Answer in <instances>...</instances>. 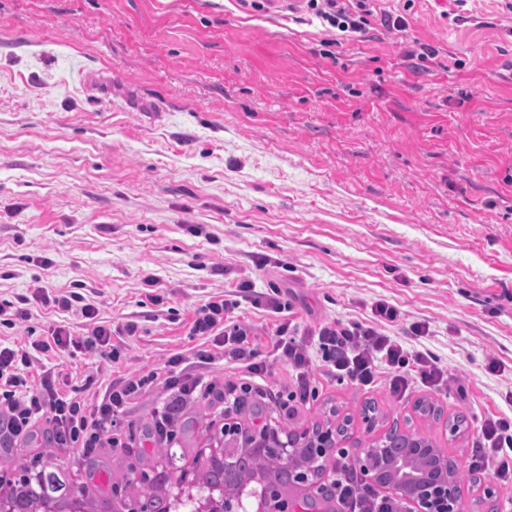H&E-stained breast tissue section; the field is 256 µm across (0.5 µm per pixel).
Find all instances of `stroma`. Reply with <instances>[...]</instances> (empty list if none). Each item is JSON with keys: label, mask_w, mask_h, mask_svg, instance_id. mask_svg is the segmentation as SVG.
Here are the masks:
<instances>
[{"label": "stroma", "mask_w": 512, "mask_h": 512, "mask_svg": "<svg viewBox=\"0 0 512 512\" xmlns=\"http://www.w3.org/2000/svg\"><path fill=\"white\" fill-rule=\"evenodd\" d=\"M505 2L371 0L370 25L331 61L320 19L242 0H0V301L31 312L0 325V344H30L61 322L86 334L75 312L36 303L43 289L83 295L112 326L135 322V335L115 339L116 363L35 352L31 381L53 369L93 404L119 378L212 348L190 323L240 280L279 286L302 330L368 322L385 300L401 314L388 334L430 352L466 395L416 385L398 396L384 382L323 376L294 418L253 398L238 422L299 434L347 416L340 446L353 459L392 427L416 432L462 469L467 512H484L488 490L497 512H512V484L465 472L480 423L512 417ZM385 13L406 30L385 28ZM418 43L436 57H410ZM416 322L427 335L410 333ZM421 401L435 414L416 411ZM223 423L220 404L197 401L170 454L111 449L91 476L80 450L42 434L0 453V476L34 459L111 512L114 485L191 469Z\"/></svg>", "instance_id": "1"}]
</instances>
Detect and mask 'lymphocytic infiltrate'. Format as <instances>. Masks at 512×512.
Wrapping results in <instances>:
<instances>
[{"label": "lymphocytic infiltrate", "instance_id": "obj_1", "mask_svg": "<svg viewBox=\"0 0 512 512\" xmlns=\"http://www.w3.org/2000/svg\"><path fill=\"white\" fill-rule=\"evenodd\" d=\"M307 7L343 37L363 32L372 14L366 0H307ZM239 288L253 307L280 318L272 331V350L292 370L291 380L283 389L275 391L263 385L268 367L251 340L252 327L234 315L238 300L218 298L197 310L190 327L191 335L214 338L216 351L199 350L189 357L174 355L165 372L152 371L120 380L93 405L59 387L54 374L48 371L41 373L38 385H29L25 372L32 365L31 349L0 346V447L24 444L40 427L58 447L77 448L86 456L102 448L134 447L133 433L116 430V419L131 401L159 388L165 390L167 397L162 407L156 408L154 427L146 435L147 441L156 446L174 441L182 409L198 396L222 401L228 415L236 413L246 397L270 400L281 416L288 418L298 406L318 397L314 373L318 366L324 375L365 388L376 385L381 377H388L389 387L396 395L406 394L415 382L435 390L448 386L447 374L430 353L407 350L385 333V325L400 318L399 310L389 302L380 300L373 305V322L325 321L301 335L291 321L281 316L284 305L279 288L259 291L249 280L242 281ZM78 299L74 292L67 296L41 293L43 305L63 311L77 310L93 326L83 338L75 337L67 325L53 326L47 339L35 342L33 349H72L115 361L119 352L112 342L111 326L97 323V307L79 304ZM219 355L243 366L248 381L204 380L185 370L187 360L207 365ZM468 470L491 476L503 485L512 483L511 418L492 416L482 421ZM327 493L336 499L340 512H409L405 497L379 495L345 452L336 457Z\"/></svg>", "mask_w": 512, "mask_h": 512}]
</instances>
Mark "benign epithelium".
Wrapping results in <instances>:
<instances>
[{
  "label": "benign epithelium",
  "instance_id": "7a95c632",
  "mask_svg": "<svg viewBox=\"0 0 512 512\" xmlns=\"http://www.w3.org/2000/svg\"><path fill=\"white\" fill-rule=\"evenodd\" d=\"M332 442L330 432L317 431L290 436L281 443L282 463L288 466L289 476L269 487L262 512H285L288 492L308 480L306 468L299 463L302 449L311 446L326 452ZM358 464L376 486L405 496L412 512H465L452 473L456 462L427 442L392 430L365 449Z\"/></svg>",
  "mask_w": 512,
  "mask_h": 512
}]
</instances>
